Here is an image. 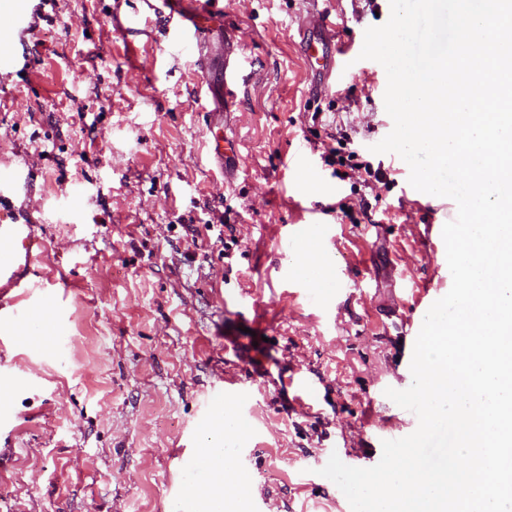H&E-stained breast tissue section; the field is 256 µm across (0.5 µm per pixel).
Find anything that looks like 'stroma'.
I'll return each instance as SVG.
<instances>
[{
	"mask_svg": "<svg viewBox=\"0 0 512 512\" xmlns=\"http://www.w3.org/2000/svg\"><path fill=\"white\" fill-rule=\"evenodd\" d=\"M141 7L59 0L0 84V166L33 173L15 204L36 222L43 287L8 294L25 328L0 318V512H169L176 498L213 512L193 472L219 445L251 472L224 512H261L264 494L274 512H351L319 471L332 450L374 466L382 435L415 421L385 390L412 383V324L423 289L451 288L442 229L457 215L372 151L393 121L383 67L359 54L390 0H224L191 53L152 20L124 33ZM325 9L340 69L318 94L296 20ZM228 42L248 62L230 108L209 91ZM217 136L239 142L238 163L210 152ZM342 137L381 180L337 176ZM260 312L257 374L224 338ZM298 374L319 389L308 413L285 383ZM232 381L243 403L216 407Z\"/></svg>",
	"mask_w": 512,
	"mask_h": 512,
	"instance_id": "35a3bbf8",
	"label": "stroma"
}]
</instances>
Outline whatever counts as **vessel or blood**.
<instances>
[{"label":"vessel or blood","instance_id":"obj_1","mask_svg":"<svg viewBox=\"0 0 512 512\" xmlns=\"http://www.w3.org/2000/svg\"><path fill=\"white\" fill-rule=\"evenodd\" d=\"M11 31L17 37L29 34L35 25L38 4L34 0H14ZM157 20L163 21L177 50L201 47L213 15L221 13L222 0H143ZM300 42L305 50L316 52L317 47L328 46L336 34V22L329 13H318L315 20H302L298 24ZM317 54V52H316ZM315 63L325 79L336 77L338 64L328 54H317ZM246 83L243 67L238 59L224 62V96L235 100ZM31 184V172L26 163L0 169V288L34 290L28 281L36 260L34 251L39 245L35 226L14 207L13 200Z\"/></svg>","mask_w":512,"mask_h":512}]
</instances>
